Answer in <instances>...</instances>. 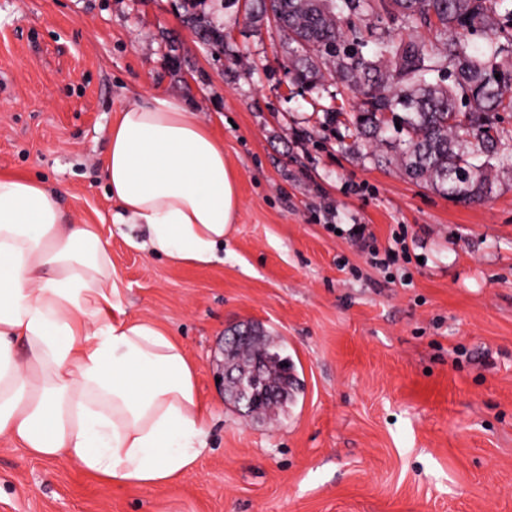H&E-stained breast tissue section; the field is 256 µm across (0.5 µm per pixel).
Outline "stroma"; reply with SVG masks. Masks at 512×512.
I'll list each match as a JSON object with an SVG mask.
<instances>
[{
    "label": "stroma",
    "mask_w": 512,
    "mask_h": 512,
    "mask_svg": "<svg viewBox=\"0 0 512 512\" xmlns=\"http://www.w3.org/2000/svg\"><path fill=\"white\" fill-rule=\"evenodd\" d=\"M223 29L215 48L190 18ZM292 46L245 0H0V172L41 179L96 225L126 315L158 322L197 366L209 449L171 485L110 487L0 437V512H512V170L458 203L331 112L330 74L299 83ZM190 101L224 143L241 208L223 261L175 266L130 247L99 174L118 107ZM404 238L371 266L349 238ZM281 342L305 388L277 420L224 389V339Z\"/></svg>",
    "instance_id": "1"
}]
</instances>
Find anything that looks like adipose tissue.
<instances>
[{"label": "adipose tissue", "mask_w": 512, "mask_h": 512, "mask_svg": "<svg viewBox=\"0 0 512 512\" xmlns=\"http://www.w3.org/2000/svg\"><path fill=\"white\" fill-rule=\"evenodd\" d=\"M100 167L131 247L174 264L218 261L238 185L188 102H124ZM122 310L95 225L65 222L39 179L0 175V436L104 483L151 489L195 466L211 413L184 347Z\"/></svg>", "instance_id": "1"}]
</instances>
